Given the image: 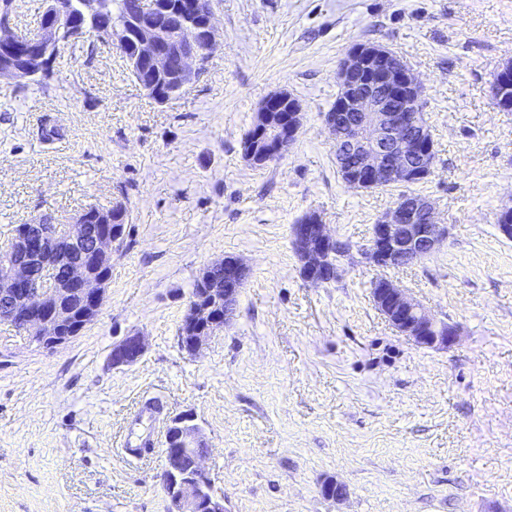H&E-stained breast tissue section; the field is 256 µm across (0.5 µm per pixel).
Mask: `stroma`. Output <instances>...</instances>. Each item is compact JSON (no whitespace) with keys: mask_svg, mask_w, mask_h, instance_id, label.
Instances as JSON below:
<instances>
[{"mask_svg":"<svg viewBox=\"0 0 512 512\" xmlns=\"http://www.w3.org/2000/svg\"><path fill=\"white\" fill-rule=\"evenodd\" d=\"M215 46L182 94L157 102L89 33L37 82L0 78V249L22 224H69L124 203L127 233L97 318L46 350L0 324V512H170L159 480L168 421L190 413L224 512H512V112L491 83L512 63V0H213ZM358 44L422 83L434 142L428 198L448 239L380 269L300 275L291 227L317 212L359 248L395 187H348L324 115ZM302 108L288 152L251 165L260 103ZM57 128L58 136L44 132ZM248 269L234 314L199 353L178 345L200 270ZM386 277L458 328L417 346L376 308ZM141 337L143 355L112 348ZM161 408L141 417L145 404ZM147 435L149 452L123 447ZM330 480L343 499L322 493ZM144 352V344L140 337L130 336L112 349L114 364H129L138 360Z\"/></svg>","mask_w":512,"mask_h":512,"instance_id":"obj_1","label":"stroma"}]
</instances>
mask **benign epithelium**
<instances>
[{
	"mask_svg": "<svg viewBox=\"0 0 512 512\" xmlns=\"http://www.w3.org/2000/svg\"><path fill=\"white\" fill-rule=\"evenodd\" d=\"M141 10L171 13L176 27L166 33L146 27L107 29L98 31V36L122 54H132L149 71L173 75L174 88H156L158 100L165 102L189 86L205 67L215 43L212 0H190L187 8L168 0H141ZM12 11L13 0H0V45L21 38L11 26ZM85 34V28L72 22L66 0H47L29 53L19 60L6 58L0 78L23 79L46 69L59 44ZM338 79L340 90L324 122L334 145L351 144L349 151H336V164L347 186L380 188L389 179L411 184L431 170L433 158L427 145L432 136L420 120L422 86L403 60L381 46L357 44L342 61ZM492 101L498 109L512 111L509 64L493 82ZM300 127L299 102L284 91L268 95L256 114L249 157L267 161L284 154V146L297 137ZM90 218L82 214L74 223L59 226L28 224L16 237L14 248L0 253V321L26 333L42 348L54 349L73 339L65 332L73 322L67 299L79 300L84 326L97 318L102 307L107 269L112 252L123 242L125 225L114 223L110 209L96 210ZM291 235L305 281L321 283L337 274L331 258L347 254V246L321 220L294 224ZM446 239L447 230L437 222L432 202L411 194L384 213L360 252L374 266L391 268L427 257ZM54 265L66 269L63 280L51 284L35 280L36 269L49 270ZM221 271L222 291L209 287L214 273ZM246 276V267L232 256L202 270L198 295L187 314L188 354L199 352L223 328L213 320L219 301H224V320L230 319V302L238 297ZM378 282L379 287L372 290L373 302L396 331L428 348H446L455 341L456 326L430 316L392 280L380 277ZM143 352L140 337L130 336L113 347L112 361L129 364ZM169 427L176 430L179 448H169L172 438H165L160 483L172 512H224V500L214 494L204 466L208 448L193 415L184 414L169 422Z\"/></svg>",
	"mask_w": 512,
	"mask_h": 512,
	"instance_id": "1",
	"label": "benign epithelium"
}]
</instances>
